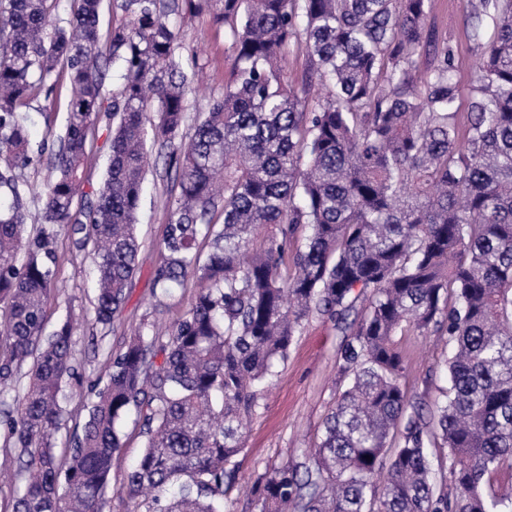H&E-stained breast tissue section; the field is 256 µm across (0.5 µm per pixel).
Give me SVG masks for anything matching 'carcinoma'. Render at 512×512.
<instances>
[{
  "mask_svg": "<svg viewBox=\"0 0 512 512\" xmlns=\"http://www.w3.org/2000/svg\"><path fill=\"white\" fill-rule=\"evenodd\" d=\"M55 2L0 0V396L14 395L0 424L18 449L0 465V512H107L132 409L145 441L124 485L130 512H231L257 386L314 313L348 336L337 359L347 385L303 460L253 483L257 512L512 507V489L494 485L512 470V0H466L479 75L463 127L456 50L425 28L432 0H185L224 25L236 53L187 143L202 65L177 52L167 5L126 0L129 21L103 33V0H72L53 21ZM294 40L308 60L300 89L281 66ZM63 75L66 125L38 191L24 175L45 151L30 142L29 110ZM316 83L327 94L310 107ZM105 118L106 173L78 208ZM151 145L178 187L154 284L165 294L191 278L198 291L165 334L141 327L112 357L60 459L54 435L77 419L62 381L79 373L72 322L43 335L48 241L66 226L90 247L94 320L110 324L136 270ZM405 325L454 342L436 420L408 387L395 340Z\"/></svg>",
  "mask_w": 512,
  "mask_h": 512,
  "instance_id": "1",
  "label": "carcinoma"
}]
</instances>
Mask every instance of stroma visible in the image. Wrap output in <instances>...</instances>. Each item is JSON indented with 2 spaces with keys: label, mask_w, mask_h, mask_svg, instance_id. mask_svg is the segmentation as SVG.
Masks as SVG:
<instances>
[{
  "label": "stroma",
  "mask_w": 512,
  "mask_h": 512,
  "mask_svg": "<svg viewBox=\"0 0 512 512\" xmlns=\"http://www.w3.org/2000/svg\"><path fill=\"white\" fill-rule=\"evenodd\" d=\"M164 20L179 34L180 55L198 57L205 65L204 86L193 89L186 99L188 120L182 135L187 138L194 132L197 114L206 111L222 95L235 66V52L223 27L216 25L207 12L191 11L182 5L167 9ZM427 27L436 42L445 41L455 48L460 90L469 92L478 56L466 37L465 0H432ZM66 96L67 89L62 86L55 104L35 102L29 124L33 142H42L50 133L61 130L66 119ZM143 188L138 214L137 270L127 288L126 302L110 325L97 324L92 318L94 271L88 250L80 248L71 232L64 229L58 230L50 243L56 257L59 288L48 304L46 328L56 329L70 315L78 320L73 337V363L80 377L67 381L64 387L72 395L68 407L75 412H83L90 401V383L106 378L110 356L122 349L131 330L152 322L170 324L188 309L197 292L192 280L165 295L153 284L169 220L172 189L159 155L151 157ZM343 342L342 333L332 322L310 316L296 334L287 361L279 364L270 383L261 385L243 450L236 458L241 491L234 497L232 512H255L246 488L266 470L313 446L336 398V360ZM399 342L412 375L420 379L415 387L419 400L425 411H434L448 389L446 360L453 352L452 345L410 332L400 336ZM123 432L124 446L112 460L107 489L112 512H125L123 487L128 472L143 452V438L134 419L124 422Z\"/></svg>",
  "instance_id": "35a3bbf8"
}]
</instances>
